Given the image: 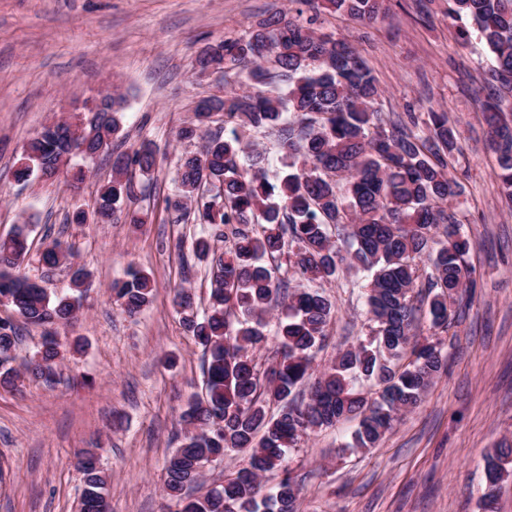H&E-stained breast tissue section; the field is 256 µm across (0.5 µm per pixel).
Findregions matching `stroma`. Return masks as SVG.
Returning <instances> with one entry per match:
<instances>
[{"label":"stroma","mask_w":512,"mask_h":512,"mask_svg":"<svg viewBox=\"0 0 512 512\" xmlns=\"http://www.w3.org/2000/svg\"><path fill=\"white\" fill-rule=\"evenodd\" d=\"M289 0H0V235L29 227L21 273L50 292L69 290L73 267L88 271L74 321L55 328L67 353L54 386L30 379L23 393L0 388V512H78L84 484L75 462L102 445L112 512H163L164 465L179 445V416L203 387L202 352L172 306L191 289L208 304L207 261L179 241L206 226L176 222L163 200L174 194L179 156L200 140L180 139L197 102L238 87V76L195 74L207 45L240 35L253 21L288 10ZM313 29L346 37L367 60L384 112L406 125L429 110L447 112L464 154L451 175V207L472 239L477 288L464 317L444 335L446 372L423 403L399 416L377 447L352 448L356 423L310 432L289 453L300 484L298 512H481L487 458L512 442V209L501 200L496 156L480 108L487 53L466 19L433 0L430 19L416 0H391L390 12L359 25L304 11ZM125 97L117 141L150 142L151 174L134 176V197L111 223L95 200L112 159L90 161V179L71 185L16 182L25 144L54 116L71 115L108 89ZM145 216L128 224V210ZM84 222H76L77 213ZM73 246L71 264L43 267L44 241ZM155 284L151 302L123 313L112 284L129 268ZM367 272L344 269L325 285L337 313L315 359L327 369L339 349L367 340ZM81 339L82 352L68 349Z\"/></svg>","instance_id":"35a3bbf8"}]
</instances>
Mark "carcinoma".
Here are the masks:
<instances>
[{
  "instance_id": "1",
  "label": "carcinoma",
  "mask_w": 512,
  "mask_h": 512,
  "mask_svg": "<svg viewBox=\"0 0 512 512\" xmlns=\"http://www.w3.org/2000/svg\"><path fill=\"white\" fill-rule=\"evenodd\" d=\"M311 9L371 23L389 11V0H297ZM448 13L466 17L479 32L494 65L486 72L482 110L497 156L501 194L512 202V123L501 105L512 97V0H448ZM303 10L281 11L250 24L239 37L207 46L196 58L201 75L216 69L246 74L237 91L201 100L195 119L180 131L199 137L214 113L224 117V135L205 136L195 153L177 163L178 194L166 209L213 230L224 249L206 238L191 242L194 256L209 260L210 305L193 309L186 288L174 291L173 306L204 355V395L180 415V445L165 464L167 512H297L299 488L286 463L287 453L315 429L342 419L358 420L351 447L374 448L401 412L417 407L433 380L447 369L444 341L414 333L413 292L426 289L434 329L448 330L456 308L471 301L476 287L470 262L473 243L448 211L456 195L448 157L457 150L448 114L427 113L425 131L384 128L375 76L356 48L334 33L318 32L300 20ZM125 99L112 94V111L92 113L81 134L65 124L39 131L24 147L18 182L35 176L52 180L62 160L87 157L112 144L117 114ZM273 135L284 153L288 174L272 178L260 166L257 137ZM151 143L143 141L117 154L112 179L99 190L96 219L105 224L117 205L132 195L129 169L150 174L156 166ZM28 226L0 237V297L27 324L44 329L41 349L14 366L17 332L0 319V388L19 391L25 377L55 382L64 355L51 331L70 322L79 309L88 277L73 270V294L50 296L40 281L14 272L30 251ZM72 255L62 240L47 243L39 263L52 269ZM372 273L366 303L373 326L367 342L340 350L332 365L310 381L317 352L336 315L324 284L341 266ZM287 267L300 287L281 299ZM123 311L136 314L151 302L154 282L131 268L113 288ZM281 306L273 336L264 332L266 313ZM276 345L273 363L263 369L256 351ZM376 380L383 388L368 400L355 381ZM310 384L306 403L295 392ZM278 402V414L267 404ZM232 452L248 453L245 466L199 498L184 495L198 483L203 465ZM503 444L486 466L482 509L494 512ZM98 449L78 457L85 488L81 512H104L107 477ZM274 470L282 478L269 492L257 473Z\"/></svg>"
}]
</instances>
